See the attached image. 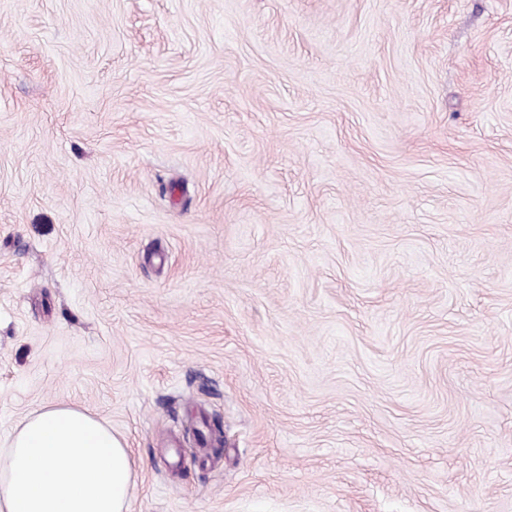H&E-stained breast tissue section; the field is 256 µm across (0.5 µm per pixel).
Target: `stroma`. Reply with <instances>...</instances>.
<instances>
[{
  "mask_svg": "<svg viewBox=\"0 0 512 512\" xmlns=\"http://www.w3.org/2000/svg\"><path fill=\"white\" fill-rule=\"evenodd\" d=\"M129 512H512V0H0V449ZM133 459L85 411L47 407L0 452L1 512H128Z\"/></svg>",
  "mask_w": 512,
  "mask_h": 512,
  "instance_id": "obj_1",
  "label": "stroma"
}]
</instances>
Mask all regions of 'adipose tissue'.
<instances>
[{"mask_svg": "<svg viewBox=\"0 0 512 512\" xmlns=\"http://www.w3.org/2000/svg\"><path fill=\"white\" fill-rule=\"evenodd\" d=\"M133 465L97 418L45 408L0 451V512H128Z\"/></svg>", "mask_w": 512, "mask_h": 512, "instance_id": "obj_1", "label": "adipose tissue"}]
</instances>
